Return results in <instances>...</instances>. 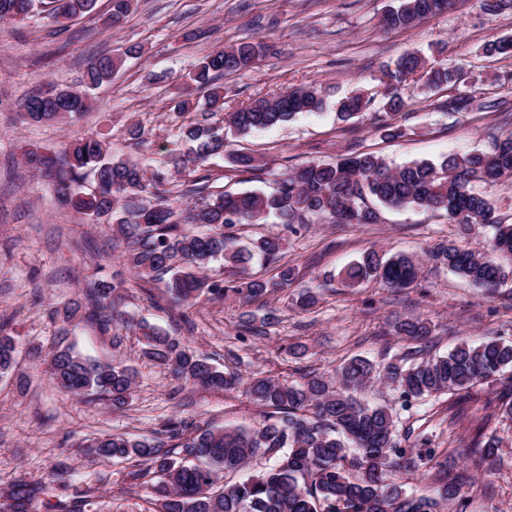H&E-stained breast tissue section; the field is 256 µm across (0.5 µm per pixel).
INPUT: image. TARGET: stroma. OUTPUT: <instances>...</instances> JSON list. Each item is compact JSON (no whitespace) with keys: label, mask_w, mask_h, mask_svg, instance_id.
I'll return each instance as SVG.
<instances>
[{"label":"stroma","mask_w":512,"mask_h":512,"mask_svg":"<svg viewBox=\"0 0 512 512\" xmlns=\"http://www.w3.org/2000/svg\"><path fill=\"white\" fill-rule=\"evenodd\" d=\"M397 3L137 0L126 23L112 30L102 24L110 0H97L94 13L59 35L38 15L0 22V316L10 320L24 352L38 345L46 357L69 348L101 362H122L135 372L128 404L115 409L58 390L45 357L21 358L15 373L0 378V495L16 480H42L51 493L36 512H51L56 499L88 486L95 492L84 512H149L152 482L132 481L127 463L90 455L88 439L127 433L152 440L164 437L175 421L193 429H250L265 414L244 388L200 392L177 380L170 369L143 356L135 325L121 330L114 343L93 323L55 316V308L83 298L94 280L119 285L122 310L135 324L145 320L188 340L221 370L245 377L258 373L285 384L299 383L313 370L333 373L355 356L389 361L407 347L395 336L394 322L412 316L432 322L437 354L463 342L512 340V287L488 298L428 259L429 250L442 242L466 248L483 244L482 237L462 235L445 217L399 208L382 210L375 224L307 225L288 236L283 253L297 280L268 302L203 300L187 311L171 301L163 283L148 288L129 272L111 225L89 223L60 207L52 186L20 165L24 150L56 149L70 136L107 132L113 159L157 167L174 147L179 127L206 109L203 90L194 94V109H174L189 73L206 54L241 41L262 43L266 52L255 68L223 78L225 111L311 83L324 91L325 106L243 138L227 134L228 154L260 157L267 170L237 171L227 157H218L201 169L186 167L177 178L179 188L204 175L214 191L266 189L271 172L354 150L380 154L393 166L491 150L496 138L512 133V57L489 58L481 47L512 35V10L492 15L483 0H456L453 9L413 29H385L382 18ZM131 45L140 48L138 57L125 56ZM410 52L431 65L462 69L476 81V101L470 111L444 112L439 104L450 89L429 91L419 78L408 79L402 88L406 111L396 118L406 134L390 140L379 128L383 88L377 76L381 66ZM102 54L122 56L121 68L111 83L90 93L89 110L79 121L37 123L24 117L21 105L28 95L48 81L81 88L87 62ZM357 93L371 97L370 108L341 121L336 101ZM134 125L142 128V140L130 138ZM372 250L422 259L420 279L402 290L376 280L346 287L341 269ZM305 291L316 295L314 307L297 306ZM271 311L275 321L264 324ZM361 397L392 406L396 440L410 429L426 434L438 452L447 454L449 469L468 475L462 493L470 512H512V423L502 420L493 390L476 387L463 401L442 395L409 411L397 393L378 387ZM480 433L502 440L488 469L457 455Z\"/></svg>","instance_id":"stroma-1"}]
</instances>
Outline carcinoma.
Segmentation results:
<instances>
[{
	"label": "carcinoma",
	"instance_id": "carcinoma-1",
	"mask_svg": "<svg viewBox=\"0 0 512 512\" xmlns=\"http://www.w3.org/2000/svg\"><path fill=\"white\" fill-rule=\"evenodd\" d=\"M453 0H400L387 11L383 26L390 30L414 28L426 17L447 10ZM56 26L94 11L96 0H0V20L27 17L36 6ZM136 0H111L104 21L109 29L119 28L135 9ZM483 54L512 56V36L488 41ZM259 42H240L203 57L190 75V85L175 109L188 108L193 88L208 90L209 111L179 127L177 137L193 144L192 156L172 154L168 166L178 174L188 163L204 167L224 156V128L246 136L287 122L303 112L323 108L324 97L314 86L286 90L229 112L225 125L214 121V112L224 108V87L219 77L247 71L262 56ZM121 60L103 55L88 63L86 87L96 88L112 80ZM421 74L425 86L437 89L455 86L458 92L440 104L442 111L467 112L475 96L464 85L459 68L427 65L416 54H407L394 66L380 69L379 82L385 93L381 101L385 117L403 110L401 83ZM24 116L34 122L65 121L87 110L86 96L46 84L25 101ZM370 101L362 94L338 104V115L350 120L365 111ZM26 172L50 179L59 202L86 216L93 224H115L113 232L122 239V257L138 278L146 283L162 281L176 303L191 304L200 298L221 301L235 298L248 302L290 284L294 269L281 263L286 237H265L252 247H239L227 229L237 224H261L269 218L285 228L310 224L313 219L332 224H375L377 207H413L443 212L470 234L487 233V245L479 249L441 244L432 253L435 262L461 279L492 296L512 280V224H504L489 202L472 192L474 178L497 183L512 178V134L499 138L490 152L451 155L438 162L421 160L392 167L374 152L343 155L333 162H309L274 175L270 191L242 193L205 192V177L196 188L175 191L168 173H147L140 166L112 160L104 137H75L59 152L27 150L22 154ZM243 172L265 169L266 163L252 154L229 156ZM184 224L202 228L187 233ZM260 259L277 270L275 280L255 279L247 266ZM222 261L240 270L235 280L214 279L211 265ZM421 275L419 260L405 255L387 256L376 251L364 255L342 270L343 282L354 287L372 278L386 287L412 286ZM116 287L94 282L87 288L85 302L73 301L55 315L70 321L77 315L95 323L101 333L123 323L118 311ZM144 338V357L170 368L175 377L201 390H221L244 383L258 404L273 409L259 426L246 429H198L187 432L179 423L167 437L138 440L123 434L97 437L87 444L101 459L132 461L140 469L134 479L148 474L156 478L155 509L152 512H443L454 503L456 512H467L469 500L460 497L463 476L448 473V460L438 459L431 440L420 435L414 447L394 441L392 408L369 405L354 393L375 382L418 403L441 394L467 392L479 385H501L498 408L512 422V341L499 338L463 343L444 356L424 354L433 335L429 320L416 317L398 320L395 334L415 343L410 350L385 364L353 357L334 374H309L303 382L289 385L267 376L247 381L234 373L215 368L180 340L145 321L138 322ZM17 341L0 318V378L17 369ZM49 370L56 385L77 398L106 401L124 407L131 396L135 372L121 363H103L70 349L50 355ZM500 439L491 436L461 453L472 455L476 466L498 455ZM181 449L176 454L174 449ZM258 455L274 457L261 473L224 486H214L222 473L237 472ZM435 469L440 486L436 497L408 491L402 479ZM50 485L42 481H18L4 495L0 512H34Z\"/></svg>",
	"mask_w": 512,
	"mask_h": 512
}]
</instances>
